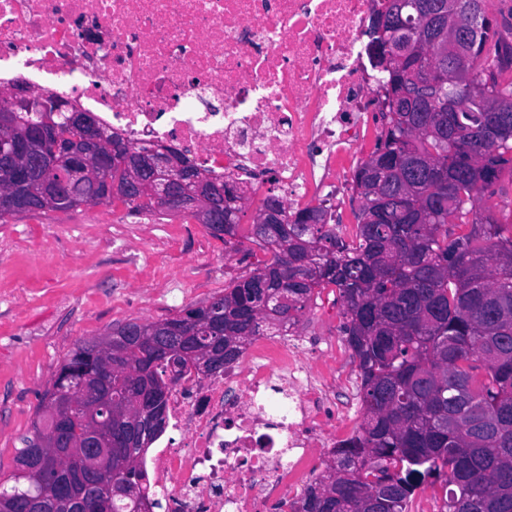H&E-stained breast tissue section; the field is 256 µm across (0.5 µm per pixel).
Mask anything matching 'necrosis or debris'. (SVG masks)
I'll return each mask as SVG.
<instances>
[{
  "mask_svg": "<svg viewBox=\"0 0 512 512\" xmlns=\"http://www.w3.org/2000/svg\"><path fill=\"white\" fill-rule=\"evenodd\" d=\"M385 0H0V81L99 111L134 145L165 146L260 205L335 223L380 133L369 31ZM304 337L259 336L226 370L172 388V435L142 467L164 512L296 506L341 441L335 372ZM350 420L349 412L338 414Z\"/></svg>",
  "mask_w": 512,
  "mask_h": 512,
  "instance_id": "1",
  "label": "necrosis or debris"
}]
</instances>
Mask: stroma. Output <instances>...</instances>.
<instances>
[{"mask_svg": "<svg viewBox=\"0 0 512 512\" xmlns=\"http://www.w3.org/2000/svg\"><path fill=\"white\" fill-rule=\"evenodd\" d=\"M262 257L245 237L223 242L192 219L101 204L0 222V477L14 471L39 399L75 343L202 305ZM319 299L300 329L340 335L336 293Z\"/></svg>", "mask_w": 512, "mask_h": 512, "instance_id": "obj_1", "label": "stroma"}]
</instances>
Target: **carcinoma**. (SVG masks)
Segmentation results:
<instances>
[{"mask_svg": "<svg viewBox=\"0 0 512 512\" xmlns=\"http://www.w3.org/2000/svg\"><path fill=\"white\" fill-rule=\"evenodd\" d=\"M385 25L392 48L406 58L382 66L383 133L355 174L360 199L353 239L324 224L320 210L288 213L268 198L258 214L277 208L280 222L250 233L270 259L237 276L224 292L162 321L112 326L110 400L129 412L146 385L171 390L198 357L178 342L141 358L138 328L184 336L206 326L209 310H224V327L198 346L224 351L207 372L233 363L257 336L298 325L326 288L343 305L342 333L357 362L362 411L359 431L334 452L308 486L297 512H410L415 490L440 484L448 512H512V206L482 211L484 192L512 163V23L490 18L484 0H388L374 22L371 45ZM41 174L67 177V160L47 140L38 146ZM66 197L47 209L92 204L98 189L71 180ZM131 213L163 210L149 196L109 198ZM242 207L227 210L224 234L199 211L185 214L211 236L234 238ZM107 353L97 340L76 344L22 439L16 468L0 480V509L19 499L47 512H84L56 499L53 481L77 482L75 461L39 452L32 435L50 429L62 405L72 410L73 437L84 436L85 387ZM140 466L116 461L97 492L112 512H151Z\"/></svg>", "mask_w": 512, "mask_h": 512, "instance_id": "1", "label": "carcinoma"}]
</instances>
